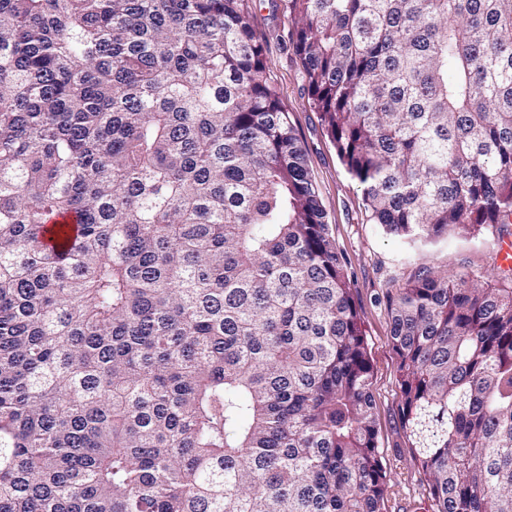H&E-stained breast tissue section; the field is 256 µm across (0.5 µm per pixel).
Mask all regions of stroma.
I'll return each instance as SVG.
<instances>
[{
  "instance_id": "obj_1",
  "label": "stroma",
  "mask_w": 512,
  "mask_h": 512,
  "mask_svg": "<svg viewBox=\"0 0 512 512\" xmlns=\"http://www.w3.org/2000/svg\"><path fill=\"white\" fill-rule=\"evenodd\" d=\"M251 12L253 30L268 50L269 81L300 138L329 234L347 263L352 297L363 321L373 371L378 449L390 475L383 512H430L424 475L398 410L386 297L423 269L463 271L475 285H483L489 275L503 269V241L494 228L486 227L414 245L371 223L362 190L345 172L309 98L302 65L291 44V19L280 0H257Z\"/></svg>"
}]
</instances>
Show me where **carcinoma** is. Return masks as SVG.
Wrapping results in <instances>:
<instances>
[{
  "label": "carcinoma",
  "mask_w": 512,
  "mask_h": 512,
  "mask_svg": "<svg viewBox=\"0 0 512 512\" xmlns=\"http://www.w3.org/2000/svg\"><path fill=\"white\" fill-rule=\"evenodd\" d=\"M248 0H0V512H383L372 367ZM369 220L512 234V0H282ZM431 512H512V287L387 297Z\"/></svg>",
  "instance_id": "cac0c4a2"
}]
</instances>
